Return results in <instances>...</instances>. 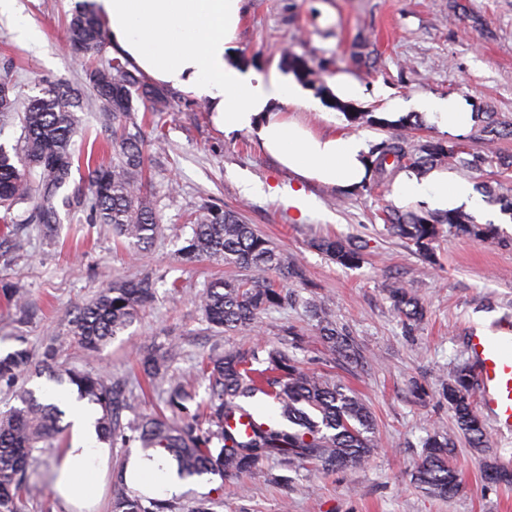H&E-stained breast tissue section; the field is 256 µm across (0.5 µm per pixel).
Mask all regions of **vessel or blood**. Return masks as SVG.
<instances>
[{"instance_id": "1", "label": "vessel or blood", "mask_w": 512, "mask_h": 512, "mask_svg": "<svg viewBox=\"0 0 512 512\" xmlns=\"http://www.w3.org/2000/svg\"><path fill=\"white\" fill-rule=\"evenodd\" d=\"M466 354L483 413L500 436H512V322L490 316L468 326Z\"/></svg>"}]
</instances>
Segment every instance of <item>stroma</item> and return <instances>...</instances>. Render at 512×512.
Masks as SVG:
<instances>
[{"label": "stroma", "mask_w": 512, "mask_h": 512, "mask_svg": "<svg viewBox=\"0 0 512 512\" xmlns=\"http://www.w3.org/2000/svg\"><path fill=\"white\" fill-rule=\"evenodd\" d=\"M83 2L16 0L15 14L0 16V70L8 69L19 98L39 95L47 79L84 87L82 65L65 45V23ZM22 20L40 28V45L18 39L15 26ZM238 52L262 68L284 64L288 52L304 58L312 74L302 85L320 107L288 113L317 129L364 133L376 145L392 133L376 123L389 100L457 95L474 117L458 137L465 151L512 154V137L494 133L512 117V0H244ZM339 73L369 89L343 111L327 89L328 78ZM376 85L386 96L371 94ZM175 99L163 149L150 166L148 191L162 225L155 244L134 251L109 228L87 223L84 212L64 208L55 238L36 225H18L26 245L23 252L0 255V285L24 288L27 299L20 309L0 300V357L25 347L38 358L51 347L66 367L135 390L137 357L173 344L169 370L194 388L187 403L193 412L209 397L207 381L195 376L201 356L274 347L303 369L342 381L370 408L377 451L364 466L326 474L305 461L274 459L239 485L207 474L177 494L182 512H193L204 496L213 512H512V485L486 480V457L470 448L442 397L455 372L468 365V321L486 308L512 320V222L469 216V223L491 226L483 241L441 227L434 258L426 260L386 227L395 211L391 183L372 182L352 194L299 184L251 133L225 135L206 102L181 92ZM351 111L372 113L374 120L350 123ZM242 175L261 183L264 194L243 197ZM466 175L487 209L502 212L512 197V169H470ZM285 186L303 187L316 208L303 213L286 205L274 193ZM210 200L268 238L296 271L287 281L295 302L263 314L251 331L210 328L197 302L212 278L245 279L248 271L209 260L187 263L180 255L191 233L187 216ZM326 236L360 245V264L344 267L321 253L315 243ZM145 276L155 282L154 302L96 356H87L67 334L70 311L113 282ZM395 288L423 304L421 323L407 325L396 314L390 299ZM310 299L349 334L361 364L345 363L330 350L305 307ZM290 327L299 342L286 336ZM437 429L455 440L453 465L462 484L447 501L410 481L424 439Z\"/></svg>", "instance_id": "35a3bbf8"}]
</instances>
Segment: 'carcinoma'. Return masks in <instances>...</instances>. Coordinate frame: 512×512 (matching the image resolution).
<instances>
[{
  "mask_svg": "<svg viewBox=\"0 0 512 512\" xmlns=\"http://www.w3.org/2000/svg\"><path fill=\"white\" fill-rule=\"evenodd\" d=\"M70 51L84 63L85 82L94 98L83 105L76 91L63 83L47 80L41 95L29 99L24 111L17 108L10 79L0 78V121L21 117L23 137L7 149L0 143V223L39 224L52 233L60 224L57 204L87 213L88 222L103 224L129 246L146 249L158 236L161 225L148 199L143 172L150 163L149 144L142 127L175 109L168 90L145 81L119 58L104 63L99 53L107 33L98 16L88 6L74 11L66 25ZM144 106L138 115L134 101ZM94 107L101 113L105 127L112 129V162L87 159L89 193L62 195L69 183L74 163L72 140L80 119L77 112ZM372 154V178H391L408 159L415 167L446 160L479 170L496 164L507 170L512 157L490 151L470 159L461 157L458 143L427 142L415 147L397 133L378 144ZM28 203L31 209L23 220L13 213L15 206ZM446 224L482 240L489 230L467 223L458 213L430 218L414 211L389 216L392 234L403 238L429 258L431 244ZM317 248L345 267L361 262L358 249L338 239L326 237ZM188 263L216 260L230 267L251 272L248 281L217 280L199 295L198 302L211 327L226 331H247L265 311L288 303V290L277 288L269 274L284 267L281 253L249 224H244L224 205L204 203L196 211L191 237L181 250ZM397 313L407 320L422 317L419 301L403 288L391 293ZM154 300V282L148 277L114 283L91 302L78 308L69 321V334L88 354L126 330ZM321 335L341 357L358 362L360 354L350 336L336 324L325 321ZM169 355L147 354L140 361L145 378L167 388V404L176 412L185 409L186 386L168 376ZM33 354L26 348L0 357V382L11 383L27 369ZM266 364L259 370L253 364ZM69 383L81 397L100 406V437L117 445L137 441L144 450L166 451L183 478L205 474L242 480L261 471L270 457L292 463L312 460L324 473L357 468L374 452V423L371 411L353 392L340 383L309 373L277 348L247 350L211 355L203 364L211 396L201 411L178 421L164 416H143L122 420L123 412H135V399L102 378L67 369ZM472 382L468 371L456 372L443 392L457 427L471 446L488 451L485 431L471 399ZM261 392L281 405V415L292 427L281 428L265 421L252 424V431L235 432L229 421L247 413L241 400ZM20 405L0 412V512H23V492L27 473L37 462L35 453L49 447L64 433V412L54 403L39 400L24 387L15 392ZM204 418L208 427L199 423ZM454 441L446 433L434 432L427 439L420 465L412 474L414 483L439 499H449L460 490L458 474L452 464ZM112 512H180L179 503L151 499L129 490L123 479V467L113 468Z\"/></svg>",
  "mask_w": 512,
  "mask_h": 512,
  "instance_id": "carcinoma-1",
  "label": "carcinoma"
}]
</instances>
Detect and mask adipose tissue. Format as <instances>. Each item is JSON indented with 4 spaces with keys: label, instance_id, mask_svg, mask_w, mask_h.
I'll list each match as a JSON object with an SVG mask.
<instances>
[{
    "label": "adipose tissue",
    "instance_id": "obj_1",
    "mask_svg": "<svg viewBox=\"0 0 512 512\" xmlns=\"http://www.w3.org/2000/svg\"><path fill=\"white\" fill-rule=\"evenodd\" d=\"M113 51L152 82L206 99L225 134L252 133L261 149L294 173L345 193L370 177L371 148L365 138L317 132L289 116L291 106L317 109L290 73L260 70L237 53L243 0H93ZM415 110L444 132L459 133L472 114L466 100L421 96ZM395 208L421 206L436 213L472 212L478 207L469 178L433 167L406 168L393 177ZM71 440L53 468L54 490L65 505L99 502L100 475L109 450L95 430L97 414L69 398ZM124 479L134 491L154 498L179 493L184 482L164 450L134 452Z\"/></svg>",
    "mask_w": 512,
    "mask_h": 512
}]
</instances>
